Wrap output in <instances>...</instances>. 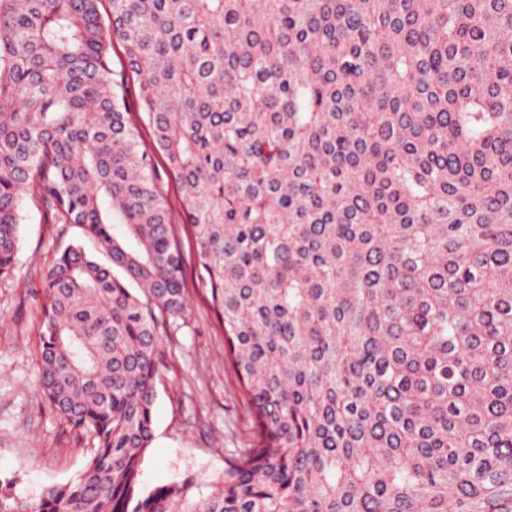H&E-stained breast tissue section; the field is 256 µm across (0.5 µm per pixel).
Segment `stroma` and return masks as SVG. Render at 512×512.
<instances>
[{"label":"stroma","instance_id":"35a3bbf8","mask_svg":"<svg viewBox=\"0 0 512 512\" xmlns=\"http://www.w3.org/2000/svg\"><path fill=\"white\" fill-rule=\"evenodd\" d=\"M170 222L189 279L183 325H160L162 364L156 379L154 433L143 463L146 487L192 475L219 482L234 449L251 444L252 429L242 387L224 359V330L198 288L197 255L185 227V201L162 177ZM13 276L0 280V479L12 480L18 497L37 503L43 490L75 480L84 470L89 441L78 440L40 395L38 291L59 240L76 229L24 201Z\"/></svg>","mask_w":512,"mask_h":512}]
</instances>
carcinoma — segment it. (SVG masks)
Masks as SVG:
<instances>
[{
	"mask_svg": "<svg viewBox=\"0 0 512 512\" xmlns=\"http://www.w3.org/2000/svg\"><path fill=\"white\" fill-rule=\"evenodd\" d=\"M109 2L0 0V279L26 190L111 262L42 280L85 469L0 512H512V0ZM116 40L249 405L212 488L141 486L187 277ZM111 67L118 75V78H120V75L123 73L125 74L127 86L126 107L128 112H133L134 119H137V115L141 111L139 110L137 98L133 89L134 79L127 72L124 51L121 44L117 41L114 43L111 52Z\"/></svg>",
	"mask_w": 512,
	"mask_h": 512,
	"instance_id": "obj_1",
	"label": "carcinoma"
}]
</instances>
